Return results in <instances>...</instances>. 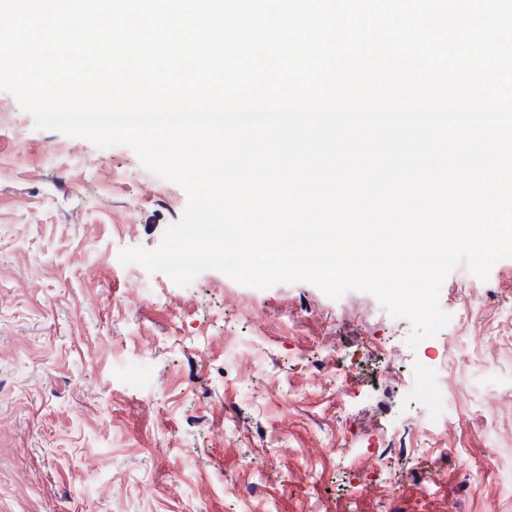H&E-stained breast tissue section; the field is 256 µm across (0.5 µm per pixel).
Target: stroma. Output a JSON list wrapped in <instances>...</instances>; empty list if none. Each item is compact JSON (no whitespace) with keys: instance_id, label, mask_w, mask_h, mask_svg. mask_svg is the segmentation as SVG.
I'll use <instances>...</instances> for the list:
<instances>
[{"instance_id":"35a3bbf8","label":"stroma","mask_w":512,"mask_h":512,"mask_svg":"<svg viewBox=\"0 0 512 512\" xmlns=\"http://www.w3.org/2000/svg\"><path fill=\"white\" fill-rule=\"evenodd\" d=\"M186 203L0 91V512H512V259L412 348L363 291L120 263Z\"/></svg>"}]
</instances>
